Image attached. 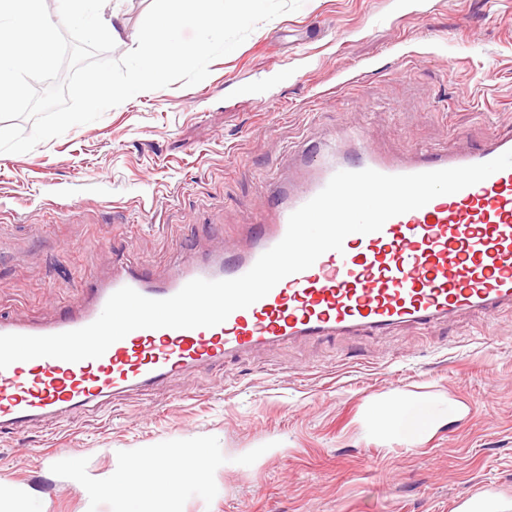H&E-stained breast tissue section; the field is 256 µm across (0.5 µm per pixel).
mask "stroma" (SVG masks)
I'll return each instance as SVG.
<instances>
[{"label": "stroma", "instance_id": "stroma-1", "mask_svg": "<svg viewBox=\"0 0 512 512\" xmlns=\"http://www.w3.org/2000/svg\"><path fill=\"white\" fill-rule=\"evenodd\" d=\"M151 2L110 0L114 57ZM356 126L399 160L512 130V0H306L197 85L0 153V315L45 321L113 259L161 275L241 237L272 212L289 151ZM395 399L437 408L407 448L370 421ZM145 448L220 459L178 512H453L484 484L512 489V313L267 346L2 433L0 512H113L99 488Z\"/></svg>", "mask_w": 512, "mask_h": 512}]
</instances>
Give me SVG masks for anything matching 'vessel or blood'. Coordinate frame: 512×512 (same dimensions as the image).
<instances>
[{"label": "vessel or blood", "instance_id": "1", "mask_svg": "<svg viewBox=\"0 0 512 512\" xmlns=\"http://www.w3.org/2000/svg\"><path fill=\"white\" fill-rule=\"evenodd\" d=\"M346 141L344 149L325 144L319 161L307 164L302 182L280 191L272 217L250 225L243 244L219 253L180 255L161 279L117 263L107 278L88 283L79 307L49 323L0 317V334L44 336L83 328L125 286L151 299H166L196 278L242 276L281 241L290 215L338 171L414 174L484 163L512 150L509 133L476 148L420 150L413 159L399 161L369 149L361 134L350 133ZM506 310H512V168L392 217L380 231L349 234L342 251L325 252L310 268L287 276L264 298L233 311L217 326L137 329L97 359L36 358L0 369V430L61 421L261 346L358 332L378 336L464 312L494 316ZM499 496L497 486L487 485L455 499L453 508L483 512L484 503Z\"/></svg>", "mask_w": 512, "mask_h": 512}]
</instances>
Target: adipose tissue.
<instances>
[{
	"mask_svg": "<svg viewBox=\"0 0 512 512\" xmlns=\"http://www.w3.org/2000/svg\"><path fill=\"white\" fill-rule=\"evenodd\" d=\"M375 417L387 436L406 441L420 436L425 421L423 409L417 404L402 413L383 407L376 411ZM159 462V454L146 448L129 466L113 472L112 496L121 507H133L137 512H159L161 505L175 504L187 480L200 479L217 465L216 458L206 448L192 449L190 462L186 465L165 469Z\"/></svg>",
	"mask_w": 512,
	"mask_h": 512,
	"instance_id": "obj_1",
	"label": "adipose tissue"
}]
</instances>
